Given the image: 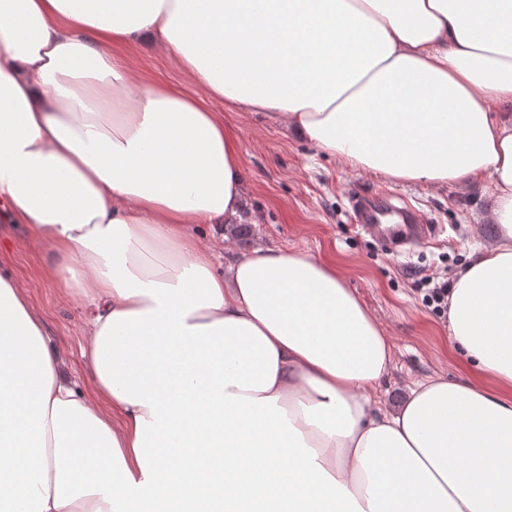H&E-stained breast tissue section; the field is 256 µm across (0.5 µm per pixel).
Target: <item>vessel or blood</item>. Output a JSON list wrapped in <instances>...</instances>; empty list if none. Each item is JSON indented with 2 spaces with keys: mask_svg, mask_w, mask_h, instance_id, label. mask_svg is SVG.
<instances>
[{
  "mask_svg": "<svg viewBox=\"0 0 512 512\" xmlns=\"http://www.w3.org/2000/svg\"><path fill=\"white\" fill-rule=\"evenodd\" d=\"M349 204L357 224L369 236L382 240L395 252L423 243L433 234L431 224L424 220L421 212L406 203H393L391 200L352 193Z\"/></svg>",
  "mask_w": 512,
  "mask_h": 512,
  "instance_id": "vessel-or-blood-1",
  "label": "vessel or blood"
}]
</instances>
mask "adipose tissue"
I'll list each match as a JSON object with an SVG mask.
<instances>
[{
    "label": "adipose tissue",
    "instance_id": "1",
    "mask_svg": "<svg viewBox=\"0 0 512 512\" xmlns=\"http://www.w3.org/2000/svg\"><path fill=\"white\" fill-rule=\"evenodd\" d=\"M144 40L201 95L137 78ZM216 101L394 184L490 177L448 340L512 388V0H0V215L83 299L97 392L0 275V512H512L511 396L380 406L392 345L334 265L199 236L243 207Z\"/></svg>",
    "mask_w": 512,
    "mask_h": 512
}]
</instances>
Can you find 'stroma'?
<instances>
[{
    "label": "stroma",
    "mask_w": 512,
    "mask_h": 512,
    "mask_svg": "<svg viewBox=\"0 0 512 512\" xmlns=\"http://www.w3.org/2000/svg\"><path fill=\"white\" fill-rule=\"evenodd\" d=\"M136 71L153 75L185 92L196 86L150 42L131 52ZM239 142L245 175L242 220L252 226L250 247L300 251L336 265L381 323L392 344L393 364L383 384L387 404H395L416 380L442 375L466 382L470 375L449 347L448 326L423 307L417 291L431 273L454 272L470 254L499 236L489 219L494 188L490 179L464 186L423 181L391 184L350 170L260 112H241L214 102ZM391 197L420 210L434 226L428 242L392 255L362 232L348 202L350 191ZM47 249L27 225L0 223V272L24 288L45 322L62 369L90 390L81 349L85 310L45 274Z\"/></svg>",
    "instance_id": "35a3bbf8"
}]
</instances>
